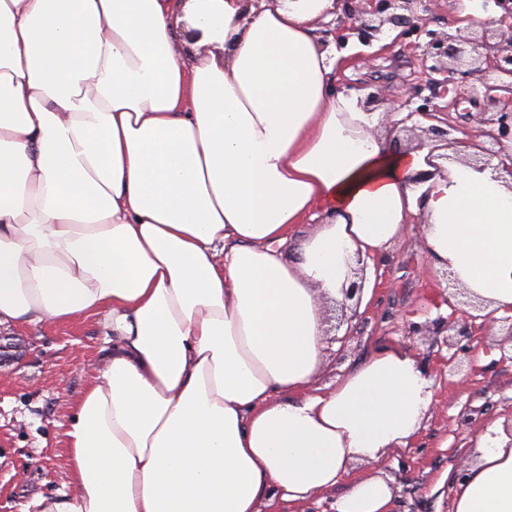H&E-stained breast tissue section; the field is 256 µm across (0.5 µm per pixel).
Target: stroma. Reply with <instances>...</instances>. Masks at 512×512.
I'll list each match as a JSON object with an SVG mask.
<instances>
[{"instance_id": "obj_1", "label": "stroma", "mask_w": 512, "mask_h": 512, "mask_svg": "<svg viewBox=\"0 0 512 512\" xmlns=\"http://www.w3.org/2000/svg\"><path fill=\"white\" fill-rule=\"evenodd\" d=\"M416 35L398 36L391 27L371 43L349 37L353 61L340 83L377 77L383 97L377 111L405 93L412 106L431 92L422 81L420 61L410 60ZM440 122L480 135L491 106L460 97L436 100ZM421 225H406L378 263L370 299L349 305L342 328L333 308L320 384L335 382L377 348H406L434 381L435 404L408 448L359 463V476L388 477L398 496L397 512H452V501L432 495L443 473H462L479 436L500 419L512 417V329L507 324L472 323L468 336L452 329L458 320L446 301L448 282L421 244ZM0 336L18 344V360L0 366V512H33L37 497L67 492L63 474L68 451L63 432L71 404L83 392L89 373L102 358L105 337L99 319L82 315L58 325L0 326Z\"/></svg>"}]
</instances>
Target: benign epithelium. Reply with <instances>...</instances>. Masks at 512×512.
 <instances>
[{"mask_svg": "<svg viewBox=\"0 0 512 512\" xmlns=\"http://www.w3.org/2000/svg\"><path fill=\"white\" fill-rule=\"evenodd\" d=\"M437 0H365V5L349 17L348 29L370 42L386 24L411 31L427 24ZM494 5L502 11L495 19L498 36L505 47L494 54L489 48V33L480 37H463L461 32L427 30L429 40L416 43L421 52L426 83L433 94L442 96L458 89L459 79L477 76L466 88L472 100L486 99L495 111L484 118L489 126L485 136L490 146H480L473 165L482 168L501 157L504 139H512V0H483L482 7Z\"/></svg>", "mask_w": 512, "mask_h": 512, "instance_id": "benign-epithelium-1", "label": "benign epithelium"}]
</instances>
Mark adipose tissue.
Here are the masks:
<instances>
[{"instance_id":"adipose-tissue-1","label":"adipose tissue","mask_w":512,"mask_h":512,"mask_svg":"<svg viewBox=\"0 0 512 512\" xmlns=\"http://www.w3.org/2000/svg\"><path fill=\"white\" fill-rule=\"evenodd\" d=\"M338 0H0V324L102 316L112 344L40 512H393L356 462L407 448L433 380L386 345L329 387L327 302L404 225L512 315V184L474 145L395 150L337 89ZM215 52L188 62L180 23ZM315 231L284 252L297 225ZM453 512H512V435L480 436Z\"/></svg>"}]
</instances>
